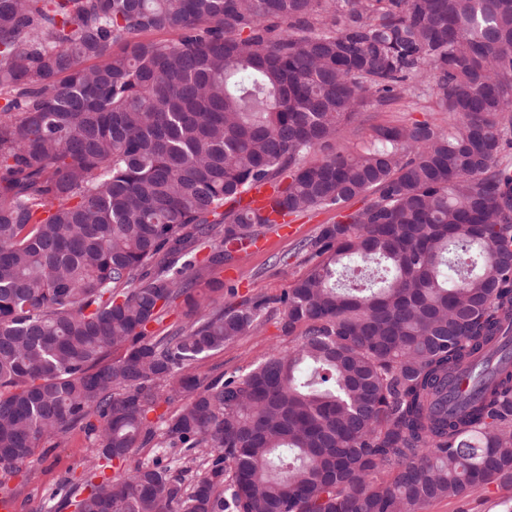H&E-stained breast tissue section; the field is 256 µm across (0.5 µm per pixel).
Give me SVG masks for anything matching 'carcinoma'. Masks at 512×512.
<instances>
[{"label": "carcinoma", "instance_id": "1", "mask_svg": "<svg viewBox=\"0 0 512 512\" xmlns=\"http://www.w3.org/2000/svg\"><path fill=\"white\" fill-rule=\"evenodd\" d=\"M173 38L143 41L149 32ZM448 115L342 130L420 87ZM0 494L53 512H420L512 489V0H0ZM343 210L270 299L197 253ZM182 265H177L179 259ZM188 321L160 332L179 298ZM302 339L208 381L261 327ZM461 376L474 394L439 403ZM166 397H161V393ZM180 406L152 420L160 399ZM179 448L196 463L138 465ZM89 454L88 442L80 431L62 439L59 447L44 461L35 463L34 476L28 483L18 486V479L9 482L10 487H17L16 512H40L45 488L70 476L71 471L79 476Z\"/></svg>", "mask_w": 512, "mask_h": 512}]
</instances>
